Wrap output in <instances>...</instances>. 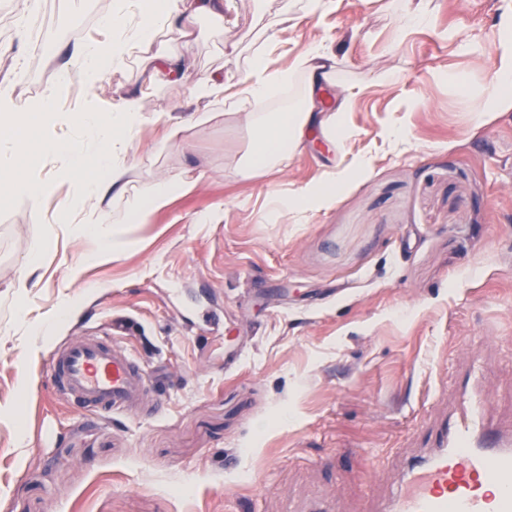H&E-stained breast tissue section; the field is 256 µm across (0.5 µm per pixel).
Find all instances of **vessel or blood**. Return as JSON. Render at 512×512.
<instances>
[{
    "mask_svg": "<svg viewBox=\"0 0 512 512\" xmlns=\"http://www.w3.org/2000/svg\"><path fill=\"white\" fill-rule=\"evenodd\" d=\"M91 336L61 348L52 361L57 390L84 407L111 413L139 407L149 387L145 368L114 336ZM471 367L460 402L429 430L404 478L373 512H512V426L489 416Z\"/></svg>",
    "mask_w": 512,
    "mask_h": 512,
    "instance_id": "vessel-or-blood-1",
    "label": "vessel or blood"
}]
</instances>
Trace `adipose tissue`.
Instances as JSON below:
<instances>
[{"label": "adipose tissue", "mask_w": 512, "mask_h": 512, "mask_svg": "<svg viewBox=\"0 0 512 512\" xmlns=\"http://www.w3.org/2000/svg\"><path fill=\"white\" fill-rule=\"evenodd\" d=\"M203 16L223 20L224 0H168L163 8L152 4L144 6L137 26L127 29L126 36L103 44L77 45L72 52L84 60V81L93 85L122 68L129 46L150 41L158 27L166 26L177 31L183 50H191L196 23ZM302 65L307 75V91L299 104L286 112H255L251 109L252 101L275 85L288 82L290 76L284 71L270 70L264 56L254 59L237 101L243 120L254 134L240 166L243 176L252 178L276 169L285 156L313 136L323 137L337 148L343 145L341 116L348 109L352 96L331 92L336 85L333 51L321 44L313 45L306 52ZM191 82L196 108L187 117L174 116L170 109L147 105L143 98L132 96L108 113L87 108L72 114L71 121L75 126L94 133L95 149L62 142L48 135L40 137L37 145L41 152L67 158V165L57 171L56 176L70 182L76 204L89 206L91 211L90 219H72L67 223L69 233L88 244L82 263L70 269L71 279H79L85 265L112 255L117 245V228L112 223L111 201H123L129 222L144 224L174 196L193 188L192 180L177 176L155 178L147 191L140 194L128 190L131 136L144 127L161 124L166 128L169 145H181L187 127L202 126L213 119L212 108L223 101L229 87L228 78L218 73ZM57 100L58 94L54 91L35 104L17 99L9 110L0 113V130L12 135L8 152L0 151V179L9 181L15 191L27 196L34 204L41 203L47 187L31 179L21 164L22 157L31 147L21 132L29 112L54 114ZM351 176L350 170L338 169L329 175V188L316 191L306 187L292 195L271 193L269 207L274 214L285 216L303 209L315 197L326 203L332 202L337 187Z\"/></svg>", "instance_id": "ef3b65f1"}]
</instances>
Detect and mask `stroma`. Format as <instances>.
Returning <instances> with one entry per match:
<instances>
[{
	"mask_svg": "<svg viewBox=\"0 0 512 512\" xmlns=\"http://www.w3.org/2000/svg\"><path fill=\"white\" fill-rule=\"evenodd\" d=\"M392 9H385V2ZM224 0V21L201 18L182 64L190 77L234 61L245 74L257 50L292 79L258 102L275 111L306 91L297 61L332 44L336 87L354 96L344 150L307 144L280 171L242 178L253 133L229 88L219 116L179 146L160 126L130 151V192L160 176L199 182L155 211L123 223L114 256L67 276L85 243L56 223L73 189L58 157L30 152L29 174L53 191L32 206L0 189V512H302L314 499L361 512L403 477L425 417L457 401L471 356L495 420L512 421V110L487 111L512 0ZM117 0H0V83L35 103L56 67L79 74L68 48L105 42L99 19ZM290 14L291 23L276 26ZM164 27L133 48L127 67L95 88L61 91L59 112L111 111L146 94L192 111L188 85L152 83L144 62L176 53ZM403 139H393V132ZM364 173L336 200L287 217L270 191L326 184L331 168ZM224 205L218 224L195 218ZM52 246L23 277L36 227ZM74 298L78 316L34 353L28 328ZM131 329L120 343L143 362L157 404L107 414L56 391L51 360L82 336ZM27 444L18 447L16 426Z\"/></svg>",
	"mask_w": 512,
	"mask_h": 512,
	"instance_id": "35a3bbf8",
	"label": "stroma"
}]
</instances>
